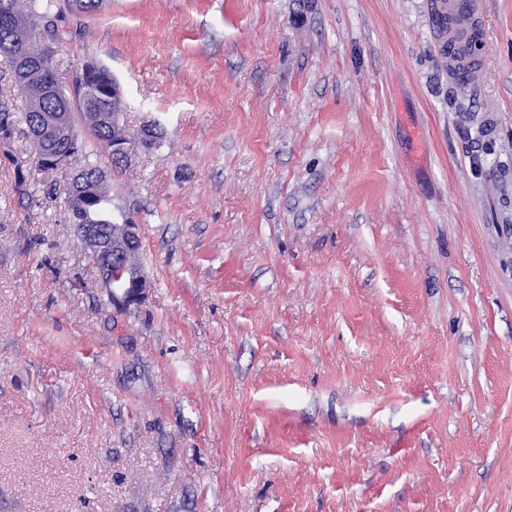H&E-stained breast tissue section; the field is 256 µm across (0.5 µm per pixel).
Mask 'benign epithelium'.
Segmentation results:
<instances>
[{
    "mask_svg": "<svg viewBox=\"0 0 512 512\" xmlns=\"http://www.w3.org/2000/svg\"><path fill=\"white\" fill-rule=\"evenodd\" d=\"M55 51V42L44 40L42 50L33 52L32 57L23 62L24 74L27 78L23 79L18 87L25 95L37 97L45 93V89L39 86L37 64L44 57L54 55ZM32 132L41 146L43 165L46 169H54L58 166V158L52 152L51 146L58 141H70L76 136L73 118L68 112L56 113L32 127ZM128 142L127 129L120 121V113H112V141L107 145L112 157L119 160L124 158ZM104 180L105 175L102 174L95 185L89 186L82 174L78 173L69 185L68 192L98 201L100 200L99 186ZM77 233L88 256L99 270L113 309L124 313L139 306L149 291L148 280L142 271L129 273L125 280L112 275V265L120 263L121 258L140 244L139 225L79 224Z\"/></svg>",
    "mask_w": 512,
    "mask_h": 512,
    "instance_id": "obj_1",
    "label": "benign epithelium"
}]
</instances>
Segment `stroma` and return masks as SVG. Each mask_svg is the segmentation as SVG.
<instances>
[{
  "label": "stroma",
  "instance_id": "35a3bbf8",
  "mask_svg": "<svg viewBox=\"0 0 512 512\" xmlns=\"http://www.w3.org/2000/svg\"><path fill=\"white\" fill-rule=\"evenodd\" d=\"M30 2L130 143L0 138V512H512V0L466 85L436 0ZM88 162L139 226L122 315ZM83 177L86 181L95 183L96 186H89L84 181L82 174L78 173L73 178L66 194V204L71 215V223L76 224L78 236L88 253V256L99 270L102 282L112 307L116 312L124 313L132 307L139 306L147 296L149 283L141 269L129 272L126 280L117 279L112 275V264H119L130 251L135 250L140 244L138 224H89L86 208L91 206L92 201H100L99 188L105 180L104 172L97 164H87L82 168ZM99 176V178H98ZM73 194L83 195L92 201ZM75 219V220H74ZM112 226V233L109 227ZM124 269L135 270L141 268L139 262V250L131 252L123 260Z\"/></svg>",
  "mask_w": 512,
  "mask_h": 512
}]
</instances>
